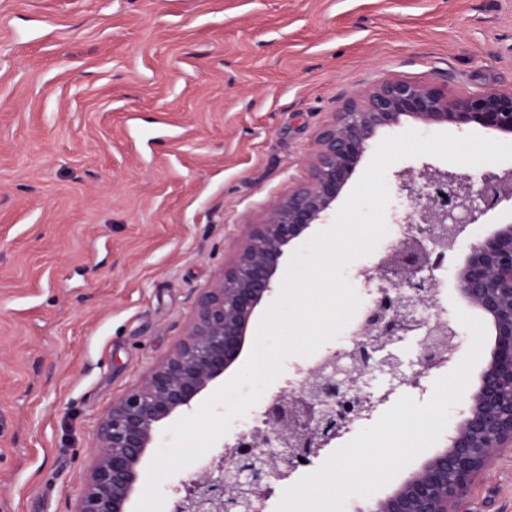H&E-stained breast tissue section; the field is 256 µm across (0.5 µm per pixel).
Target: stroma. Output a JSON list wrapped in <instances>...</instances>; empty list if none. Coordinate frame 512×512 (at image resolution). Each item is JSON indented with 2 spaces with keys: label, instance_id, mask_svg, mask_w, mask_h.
<instances>
[{
  "label": "stroma",
  "instance_id": "obj_1",
  "mask_svg": "<svg viewBox=\"0 0 512 512\" xmlns=\"http://www.w3.org/2000/svg\"><path fill=\"white\" fill-rule=\"evenodd\" d=\"M512 90V0H0V512H75L103 416L387 79ZM386 172L383 243L401 213ZM465 512H512V452Z\"/></svg>",
  "mask_w": 512,
  "mask_h": 512
}]
</instances>
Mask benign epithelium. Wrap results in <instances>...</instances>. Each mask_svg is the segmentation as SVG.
Returning a JSON list of instances; mask_svg holds the SVG:
<instances>
[{
  "instance_id": "benign-epithelium-1",
  "label": "benign epithelium",
  "mask_w": 512,
  "mask_h": 512,
  "mask_svg": "<svg viewBox=\"0 0 512 512\" xmlns=\"http://www.w3.org/2000/svg\"><path fill=\"white\" fill-rule=\"evenodd\" d=\"M407 119L512 137V91L450 95L435 76L389 79L353 93L319 133L308 182L247 225L234 260L199 297L185 338L140 386L112 403L76 512H130L158 426L192 409L237 362L290 246L326 223L379 130ZM398 177L408 211L397 241L373 268L360 271L370 299L348 344L297 369L251 428L176 487L169 512H263L280 481L311 466L401 387L425 390L430 371L451 361L458 333L444 318L437 271L471 225L512 203V168L486 170L476 179L424 164ZM454 279L459 298L489 321V360L445 446L357 512H457L471 485L512 447V221L469 240ZM415 337L418 349L409 355L404 346Z\"/></svg>"
}]
</instances>
